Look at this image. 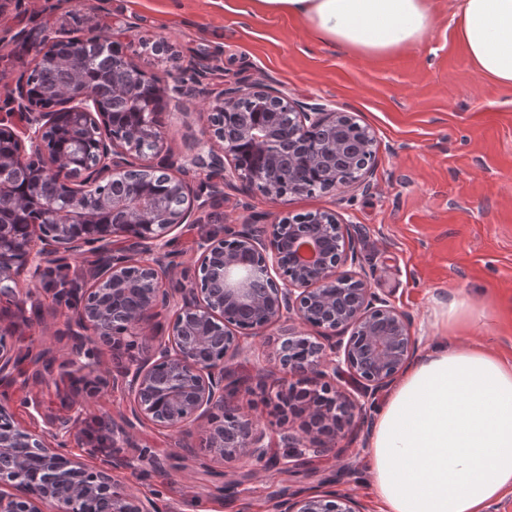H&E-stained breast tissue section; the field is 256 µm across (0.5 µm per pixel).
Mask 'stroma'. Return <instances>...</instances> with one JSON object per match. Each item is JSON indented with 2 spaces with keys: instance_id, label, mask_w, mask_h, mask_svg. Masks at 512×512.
Segmentation results:
<instances>
[{
  "instance_id": "35a3bbf8",
  "label": "stroma",
  "mask_w": 512,
  "mask_h": 512,
  "mask_svg": "<svg viewBox=\"0 0 512 512\" xmlns=\"http://www.w3.org/2000/svg\"><path fill=\"white\" fill-rule=\"evenodd\" d=\"M432 6L434 23L421 43L362 58L314 40L301 20L256 12L251 0H0V113L27 63L17 32L45 26L66 38L105 19L126 26L120 39L148 74L186 89L156 116L172 154L203 138L208 100L230 82L269 84L351 113L378 140L370 193L302 194L283 207L235 183L199 223L176 230L169 287L190 286L198 242L224 228L334 210L350 225L370 288L411 318L418 347L442 335L444 304L464 295L482 316L459 336L512 358V86L481 78L458 47L454 0ZM162 40L167 51L155 52ZM18 295L40 307L39 318L17 325V305L4 297L0 327L19 354L48 352L52 367L37 379L22 362L0 381V402L23 426L66 441L67 457L93 470L111 461L113 479L153 498L161 512H274L285 497L320 490L341 491L376 512L366 426L286 471L245 456H214L203 444L204 420L182 434L140 426L118 450L74 443L73 430L119 421L128 409L123 387L87 393L91 381L113 371L116 354L96 343L72 355L69 308L44 282L21 275ZM280 334L271 327L227 361L238 385L235 405L262 428L280 420L268 398L284 378L273 357Z\"/></svg>"
}]
</instances>
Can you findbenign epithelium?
Here are the masks:
<instances>
[{
	"mask_svg": "<svg viewBox=\"0 0 512 512\" xmlns=\"http://www.w3.org/2000/svg\"><path fill=\"white\" fill-rule=\"evenodd\" d=\"M18 38L39 65H59L58 39L34 28ZM94 45L103 55L141 73L116 41L91 28L68 41L70 58L85 55ZM28 75L7 97L10 111L0 114V138L14 147L0 154V192L8 173L34 172L63 186V195L40 204L38 219L27 224L0 225V297L14 293L22 272L44 279L51 266L64 267L78 254L93 256L73 289L77 305L71 330L75 347L89 337L120 345L140 335L142 325L159 308L173 315L165 343L150 345L141 361L117 366L112 383L131 395L121 434L146 422L179 432L188 423L218 409L222 420L206 434V447L226 460L240 455L273 462L283 469L328 446L321 433L342 429L354 420L365 422L377 396L409 360L414 341L410 322L392 302L368 288L367 274L348 224L333 211L305 220L283 217L262 227L243 224L224 229L221 236L202 240L199 273L191 287L165 288L174 264L170 234L224 196V187L238 180L255 186L275 202L307 191L295 172L302 140L311 144L315 163L336 157L326 172L325 189L366 194L377 139L339 110L308 104L271 85L231 84L213 99L207 116V139L190 144L175 158L160 149L161 131L152 114L142 111L139 129L118 127L102 90L77 78L43 101ZM251 98L275 105L290 117L295 134L286 135L276 118L256 122L241 117L230 133L224 131V111ZM79 133L94 152L89 164L79 153L62 156L51 145L60 136ZM250 142L271 163L288 164L294 181L283 189L266 170L245 173L236 160L238 145ZM188 166L206 169L210 181L197 192L173 174ZM167 181L169 199L157 205L138 186L143 177ZM119 181L124 193L107 198L100 185ZM151 260L139 259L142 254ZM300 320L322 329V341L295 331ZM284 325L275 342V356L289 375V386H278L273 400L283 418L307 412L310 427L299 438L286 431L268 432L227 401L233 393L225 384L227 354L244 349V337L262 336ZM246 336H238L235 329ZM350 336H344L345 332ZM224 356L206 358L204 346L215 338ZM15 359L0 337V377L11 376ZM323 380L318 389H304L311 378ZM23 434L32 459L13 455L15 433ZM8 487L12 493L1 491ZM159 512L156 503L112 483L110 476L68 458L45 434L23 427L9 407L0 403V512ZM275 512H362L360 503L334 491L288 497Z\"/></svg>",
	"mask_w": 512,
	"mask_h": 512,
	"instance_id": "1",
	"label": "benign epithelium"
}]
</instances>
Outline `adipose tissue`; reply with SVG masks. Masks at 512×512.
Segmentation results:
<instances>
[{
	"instance_id": "ef3b65f1",
	"label": "adipose tissue",
	"mask_w": 512,
	"mask_h": 512,
	"mask_svg": "<svg viewBox=\"0 0 512 512\" xmlns=\"http://www.w3.org/2000/svg\"><path fill=\"white\" fill-rule=\"evenodd\" d=\"M363 56L420 43L429 0H254ZM456 41L478 74L512 85V0H459ZM378 512H488L512 492V361L440 337L380 400L367 447Z\"/></svg>"
}]
</instances>
